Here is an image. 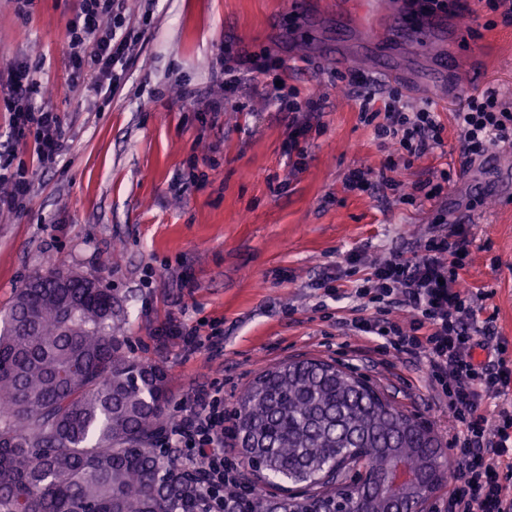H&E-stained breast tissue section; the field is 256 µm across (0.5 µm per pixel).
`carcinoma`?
Listing matches in <instances>:
<instances>
[{"label":"carcinoma","instance_id":"1","mask_svg":"<svg viewBox=\"0 0 512 512\" xmlns=\"http://www.w3.org/2000/svg\"><path fill=\"white\" fill-rule=\"evenodd\" d=\"M112 289L49 270L18 289L0 319V512H208L196 475L173 476L160 447L171 401L164 367L117 335ZM243 461L300 487L278 512L336 505L341 465L383 474L397 461L438 485L430 426L354 374L321 359L263 370L232 412ZM402 485L368 489L359 512L406 504ZM224 512H271L269 500L224 488Z\"/></svg>","mask_w":512,"mask_h":512}]
</instances>
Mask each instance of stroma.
Masks as SVG:
<instances>
[{
	"instance_id": "35a3bbf8",
	"label": "stroma",
	"mask_w": 512,
	"mask_h": 512,
	"mask_svg": "<svg viewBox=\"0 0 512 512\" xmlns=\"http://www.w3.org/2000/svg\"><path fill=\"white\" fill-rule=\"evenodd\" d=\"M294 8L293 0H155L124 87L94 102L62 52L78 0H33L23 13L0 0V69L29 65L37 102L59 113L68 145L44 168L31 144H14L32 191L21 210L0 213V315L30 278L75 269L111 288L132 356L166 369L168 416L193 387L224 380L229 411L264 369L318 358L366 377L447 445L448 411L423 363L375 353L368 337L343 327L357 305L346 272L355 257L363 271L393 254H422L440 212L470 214L465 285L487 292L483 317L512 340V196L484 189V169L462 156L464 98L404 90L409 106L436 112L445 145L410 159L381 144L345 87L349 67L312 44L289 45ZM455 36L458 83L471 95L496 88L512 102V25L470 0ZM239 55L253 59L232 94L246 111L202 121L182 91L207 95L217 60ZM281 74L301 98L324 103L318 116H297L306 151L298 168L288 115L264 91ZM392 159L408 188L447 175L443 196L411 203L385 189ZM353 170L367 172L373 190L346 188ZM336 276L341 299L323 287ZM213 321L223 324V344L183 348L179 326Z\"/></svg>"
}]
</instances>
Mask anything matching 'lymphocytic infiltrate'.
I'll return each instance as SVG.
<instances>
[{
	"mask_svg": "<svg viewBox=\"0 0 512 512\" xmlns=\"http://www.w3.org/2000/svg\"><path fill=\"white\" fill-rule=\"evenodd\" d=\"M125 2L81 0L67 24L64 52L75 70L92 75L90 90L97 95L120 88L151 22L147 12L130 19ZM350 83L358 89L359 119L373 126L378 140L393 142L414 157L443 147V128L429 108L407 109L395 88L377 100L372 80L363 76H351ZM36 91L24 66L11 68L0 81L15 140H33L38 162L46 167L62 156L65 136L58 113L34 103ZM458 120L465 157L512 140V107L493 90L470 96ZM31 189L25 172L13 169L11 151L1 150L0 211L20 209ZM469 245L465 225L452 224L427 239L422 256L396 254L374 263L354 288L356 298L367 301L372 311L351 325L358 335L380 339L384 350L424 361L432 389L448 406V447L455 465L442 512H512V499L504 494L512 475L501 470L502 461L512 456V410L488 411L493 400L512 393V343L480 324L484 296L461 286ZM400 308L409 312V323L394 319ZM480 350L485 359L477 358ZM165 429L168 447L185 451L183 468H202L210 512H224V489L238 485L239 471L224 448L233 429L224 412L223 383L196 390Z\"/></svg>",
	"mask_w": 512,
	"mask_h": 512,
	"instance_id": "1",
	"label": "lymphocytic infiltrate"
}]
</instances>
